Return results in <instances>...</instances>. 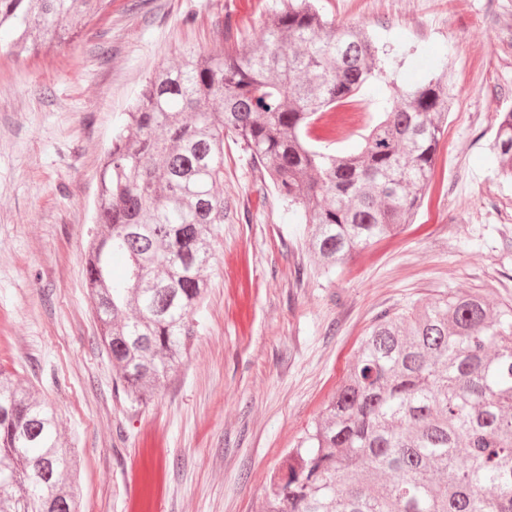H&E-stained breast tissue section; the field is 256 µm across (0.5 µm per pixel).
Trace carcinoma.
Listing matches in <instances>:
<instances>
[{
	"label": "carcinoma",
	"mask_w": 512,
	"mask_h": 512,
	"mask_svg": "<svg viewBox=\"0 0 512 512\" xmlns=\"http://www.w3.org/2000/svg\"><path fill=\"white\" fill-rule=\"evenodd\" d=\"M112 0H0L16 55L78 37ZM244 48L218 42L155 70L99 170L84 256L98 344L132 405L188 356L224 223V136L304 225L309 271L399 233L422 206L448 118V73L393 93L351 152L313 136L387 75L389 51L315 0H281ZM492 151L512 180V110ZM122 274L114 275L116 262ZM57 412L0 364V512H79ZM259 512H512V304L450 291L370 325L336 392L269 477Z\"/></svg>",
	"instance_id": "carcinoma-1"
}]
</instances>
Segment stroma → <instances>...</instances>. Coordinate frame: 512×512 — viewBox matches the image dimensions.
I'll list each match as a JSON object with an SVG mask.
<instances>
[{"mask_svg": "<svg viewBox=\"0 0 512 512\" xmlns=\"http://www.w3.org/2000/svg\"><path fill=\"white\" fill-rule=\"evenodd\" d=\"M278 0H112L48 55L0 34V363L56 409L81 458L82 512H257L268 476L381 313L446 291L512 303V182L490 153L512 110V0H318L390 49L407 88L447 67L452 91L431 186L412 224L313 278L300 229L224 139L228 215L200 334L148 406L118 391L88 311L83 253L98 163L154 70L211 46L236 8L244 44Z\"/></svg>", "mask_w": 512, "mask_h": 512, "instance_id": "stroma-1", "label": "stroma"}]
</instances>
